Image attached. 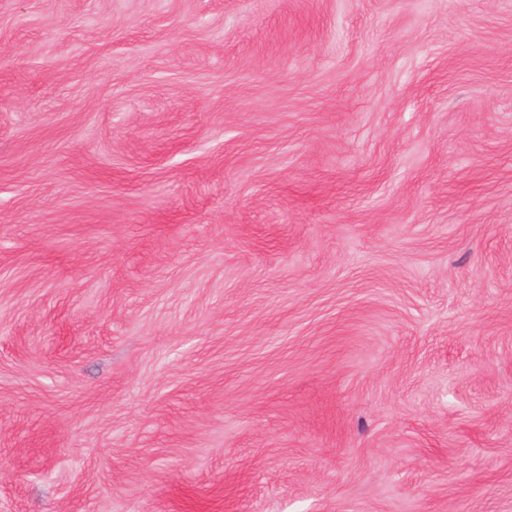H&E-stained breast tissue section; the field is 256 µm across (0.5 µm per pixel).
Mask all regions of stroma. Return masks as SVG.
<instances>
[{
    "label": "stroma",
    "mask_w": 512,
    "mask_h": 512,
    "mask_svg": "<svg viewBox=\"0 0 512 512\" xmlns=\"http://www.w3.org/2000/svg\"><path fill=\"white\" fill-rule=\"evenodd\" d=\"M0 512H512V0H0Z\"/></svg>",
    "instance_id": "35a3bbf8"
}]
</instances>
